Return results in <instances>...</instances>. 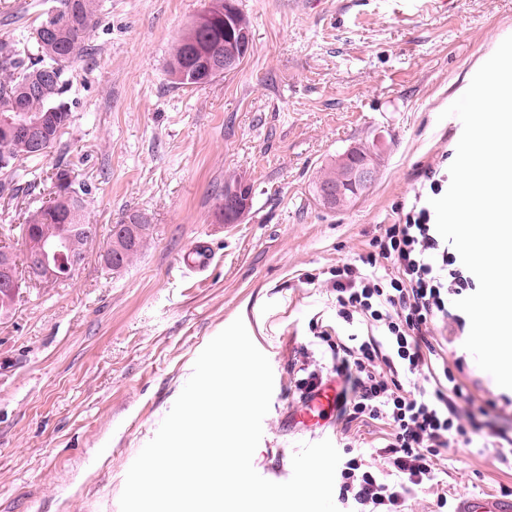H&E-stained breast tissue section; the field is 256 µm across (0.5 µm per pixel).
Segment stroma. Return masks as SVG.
I'll return each mask as SVG.
<instances>
[{
  "instance_id": "35a3bbf8",
  "label": "stroma",
  "mask_w": 512,
  "mask_h": 512,
  "mask_svg": "<svg viewBox=\"0 0 512 512\" xmlns=\"http://www.w3.org/2000/svg\"><path fill=\"white\" fill-rule=\"evenodd\" d=\"M51 0H0V41L36 25ZM252 46L240 67L197 87L167 72L175 40L209 0H104L93 55L70 67L71 123L32 188L0 194V234L54 192L67 166L90 195L97 227L83 265L23 287L0 317V512H120L127 471L156 434L205 346L242 319L274 373L253 456L274 482L292 475L299 443L330 440L371 454L383 425L289 426L302 408L303 367L328 370L320 332L350 334L321 273L368 250L380 225L434 164L449 169L462 125L444 117L480 59L512 35V0H234ZM354 147L376 154L377 178L353 205L323 208L313 183ZM232 176L252 185L237 224L215 218ZM146 224L147 244L114 271L102 258L114 224ZM209 243L213 265L182 278L180 257ZM317 274L316 284L303 275ZM512 492L491 452L449 451L406 512H433L437 493Z\"/></svg>"
}]
</instances>
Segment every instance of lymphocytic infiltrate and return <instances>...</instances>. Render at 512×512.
Listing matches in <instances>:
<instances>
[{"label": "lymphocytic infiltrate", "instance_id": "f902f5d3", "mask_svg": "<svg viewBox=\"0 0 512 512\" xmlns=\"http://www.w3.org/2000/svg\"><path fill=\"white\" fill-rule=\"evenodd\" d=\"M331 283L338 317L367 330L329 346L340 382L336 418L387 428L375 462H342L341 502L354 512H405L449 448H485L512 469V399L477 398L459 376L462 358L448 357L435 338L441 326L463 335L467 321L454 302L476 283L456 266L430 210L414 207L403 223L381 225Z\"/></svg>", "mask_w": 512, "mask_h": 512}]
</instances>
